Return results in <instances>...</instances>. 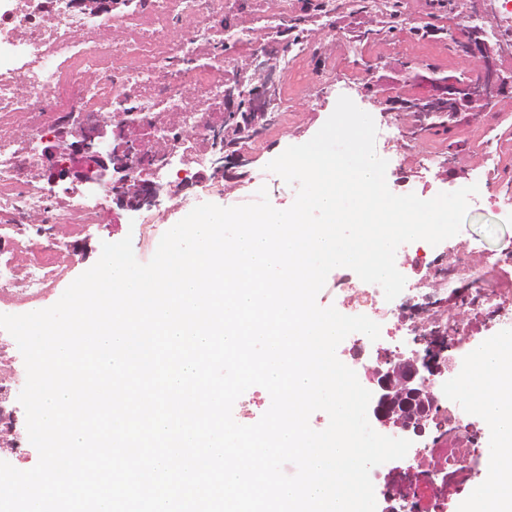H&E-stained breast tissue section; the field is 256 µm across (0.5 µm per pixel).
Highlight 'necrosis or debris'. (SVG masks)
<instances>
[{"label":"necrosis or debris","instance_id":"4bbe7bcc","mask_svg":"<svg viewBox=\"0 0 512 512\" xmlns=\"http://www.w3.org/2000/svg\"><path fill=\"white\" fill-rule=\"evenodd\" d=\"M457 11L456 0H420L416 9L410 0H112L97 12L73 0H0V314L41 309L80 260L86 229L112 221L106 187L52 185L47 147L103 130L104 151L126 156L130 191L166 186L164 210L143 218L162 224L209 193L235 192L238 173L214 166L224 149L215 135L224 127L226 84L260 80L253 57L267 55L300 90L276 93L260 129L233 135L231 149L241 154L259 150L261 131L287 135L317 95L348 94L353 85L336 82V67L362 51L365 37L402 31L412 43L451 50L447 22ZM382 126L398 165L442 168L443 152L406 136L405 117ZM396 259L407 274L394 300L348 268L332 288L347 312L380 324L391 352L429 338L446 347L430 382V433L409 449L419 487L383 503L385 512H416L422 489L446 512L444 487L468 484L485 448L503 445L490 412L462 401L474 368L464 344L490 326L486 367L512 369V243L491 254L467 241L449 249L417 240L401 245ZM16 348L0 330V446L21 461L25 373Z\"/></svg>","mask_w":512,"mask_h":512}]
</instances>
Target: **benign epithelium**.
Returning a JSON list of instances; mask_svg holds the SVG:
<instances>
[{"mask_svg":"<svg viewBox=\"0 0 512 512\" xmlns=\"http://www.w3.org/2000/svg\"><path fill=\"white\" fill-rule=\"evenodd\" d=\"M496 0H472V13L487 22L497 16ZM512 52V45L500 36L495 42L488 40L484 27H469L461 42L460 54L476 63L481 75L475 80L454 78H430L439 86L438 93L418 98L420 103L438 104L445 101L458 107H487L496 100L512 93V84L497 71V57ZM254 67L262 73V82L247 90L240 85L229 86L224 91V119L231 121L237 113L247 112L251 118L261 116L266 110L265 101L278 86L276 69L262 56L253 60ZM70 161L59 163L60 149L45 152V167L55 182L74 179L79 182L114 184L126 182V164L121 151L105 154L100 148V133L85 130L80 140L69 147ZM165 192L162 185H151L137 195V206L152 207ZM438 369L437 356L433 353H402L396 358L382 357L379 365L371 370L369 380L373 384L370 415L376 425L402 432H424L427 417L426 403L431 400L427 381Z\"/></svg>","mask_w":512,"mask_h":512,"instance_id":"1","label":"benign epithelium"}]
</instances>
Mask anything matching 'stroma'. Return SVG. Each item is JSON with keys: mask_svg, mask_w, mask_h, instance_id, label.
<instances>
[{"mask_svg": "<svg viewBox=\"0 0 512 512\" xmlns=\"http://www.w3.org/2000/svg\"><path fill=\"white\" fill-rule=\"evenodd\" d=\"M434 73L441 77L463 75L474 79L479 76L480 69L478 66L463 63L456 57L438 53L432 47H390L383 41L375 43L364 53L348 57L336 68L337 78L348 77L357 82L358 92L354 102L376 120L390 114L389 101L393 97L411 100L433 94L434 88L428 79ZM335 105V95H322L315 112L294 124L288 135L267 136L262 148L251 156L245 166V173L250 174L267 166L288 146L309 141L331 115ZM496 134V140H488L482 126L471 122L468 114L464 112L458 115L450 132L446 133L437 128L422 133L420 143L439 151L447 150L449 142L456 137L465 138L471 149V161L466 166L447 169L437 177L413 181L414 194L428 200L447 191L449 185L474 177L485 156L486 148L490 145L498 150L500 166L505 169L512 168V118L500 124ZM167 226L168 224L159 225L158 234L153 238L130 235L129 224L121 220L90 228L87 241L91 251L73 267L72 276H80L97 262L99 242L106 238L119 241L124 237H131L136 258L153 256L159 244L158 236L166 232ZM460 235L474 243L486 245L488 249H495L505 241H512V214L489 207L469 209Z\"/></svg>", "mask_w": 512, "mask_h": 512, "instance_id": "1", "label": "stroma"}]
</instances>
